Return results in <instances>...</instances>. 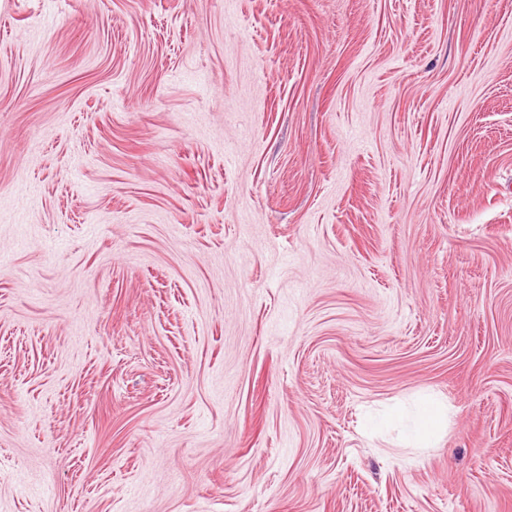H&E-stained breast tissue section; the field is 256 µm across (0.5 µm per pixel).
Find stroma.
<instances>
[{
  "mask_svg": "<svg viewBox=\"0 0 512 512\" xmlns=\"http://www.w3.org/2000/svg\"><path fill=\"white\" fill-rule=\"evenodd\" d=\"M0 512H512V0H0ZM443 415V408L436 403H431L423 409L419 418V429L424 438H428L439 428Z\"/></svg>",
  "mask_w": 512,
  "mask_h": 512,
  "instance_id": "1",
  "label": "stroma"
}]
</instances>
